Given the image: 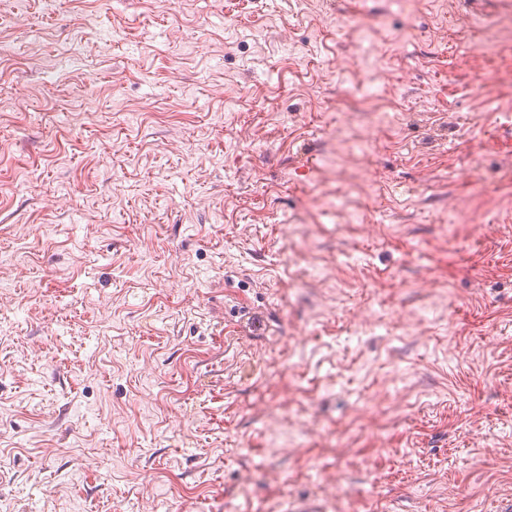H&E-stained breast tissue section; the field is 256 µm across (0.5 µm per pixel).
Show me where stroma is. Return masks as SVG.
<instances>
[{"label": "stroma", "instance_id": "obj_1", "mask_svg": "<svg viewBox=\"0 0 512 512\" xmlns=\"http://www.w3.org/2000/svg\"><path fill=\"white\" fill-rule=\"evenodd\" d=\"M504 2L0 9V512L512 498ZM480 47L486 52L497 53L512 47V12H508L486 29L480 40Z\"/></svg>", "mask_w": 512, "mask_h": 512}]
</instances>
